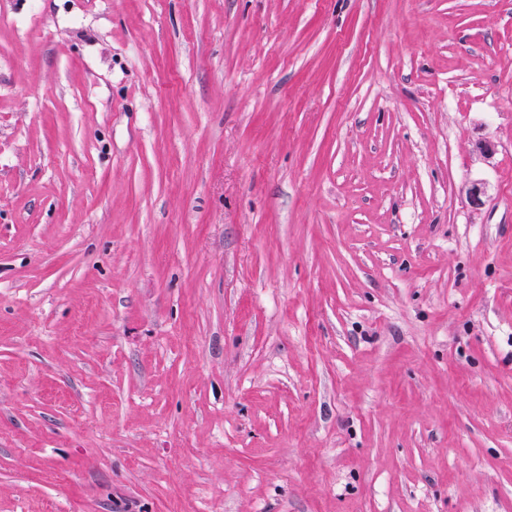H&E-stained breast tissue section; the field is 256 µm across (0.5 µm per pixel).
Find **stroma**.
<instances>
[{
  "label": "stroma",
  "mask_w": 512,
  "mask_h": 512,
  "mask_svg": "<svg viewBox=\"0 0 512 512\" xmlns=\"http://www.w3.org/2000/svg\"><path fill=\"white\" fill-rule=\"evenodd\" d=\"M0 512H512V0H0Z\"/></svg>",
  "instance_id": "obj_1"
}]
</instances>
